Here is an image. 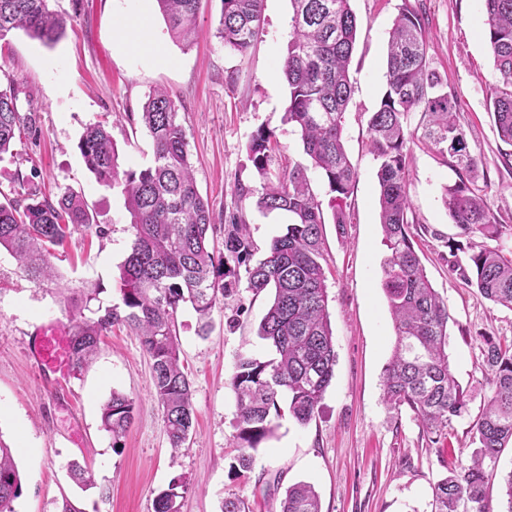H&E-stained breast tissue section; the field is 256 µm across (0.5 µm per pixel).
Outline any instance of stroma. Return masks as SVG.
<instances>
[{
	"mask_svg": "<svg viewBox=\"0 0 512 512\" xmlns=\"http://www.w3.org/2000/svg\"><path fill=\"white\" fill-rule=\"evenodd\" d=\"M51 4L69 19L54 47L21 31L0 40V73L20 83V110L36 115L33 128L0 155V190L9 191L19 176L26 188L51 198L72 188L106 233L74 235L52 259L56 281L41 286L0 251V442L18 451L16 512H57L65 496L84 512H154L155 496L175 483L179 512H221L228 496L242 499L249 512H279L286 489L300 481L315 487L322 512H432L434 486L447 476L449 464H468L475 448V425L491 395L485 341L512 342V309L486 300L452 269L483 244L512 254V148L500 140L489 113L497 75L481 34V0H351L360 29L344 138L358 178L343 203L344 234H337L333 222L323 227L334 376L319 413L305 425L280 419L254 451L247 472L234 466L237 408L229 380L240 356L271 354L257 335L271 293L257 295L239 284L214 308L205 336L197 331L193 310L179 309L176 332L196 422L191 440L177 452L152 397V362L133 332L113 328L94 362L61 383L39 370L30 347L38 326L68 323L66 296L96 288L103 304L119 299V267L133 238L130 215L120 188L96 181L77 144L87 126L103 122L123 168L151 165L153 144L141 112L153 90L168 92L179 108L197 189L212 205L215 243H222V226L238 210L250 226L255 256H263L284 232L287 215L262 212L254 199H239L237 190L261 187L247 154L258 128L272 132L279 164L305 159L297 132L284 118L288 86L279 71L291 29L290 0H265L263 32L244 54L225 49L218 36L220 0H202L196 37L187 47L171 38L155 6L141 0ZM405 8L420 14L431 64L458 97L467 149L478 161L475 183L502 226L488 240L453 224L443 193L457 175L446 157L413 144L409 232L448 307L449 361L468 395L466 411L440 439L410 409H394L382 397L396 336L382 289L387 249L368 119L385 87L388 33ZM126 19L139 20L172 64L153 65L121 47L117 29ZM115 392L135 402L133 423L117 445L101 422L102 406ZM74 463L91 473L89 485L71 481Z\"/></svg>",
	"mask_w": 512,
	"mask_h": 512,
	"instance_id": "stroma-1",
	"label": "stroma"
}]
</instances>
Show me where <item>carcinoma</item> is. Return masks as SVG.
Segmentation results:
<instances>
[{
    "instance_id": "1",
    "label": "carcinoma",
    "mask_w": 512,
    "mask_h": 512,
    "mask_svg": "<svg viewBox=\"0 0 512 512\" xmlns=\"http://www.w3.org/2000/svg\"><path fill=\"white\" fill-rule=\"evenodd\" d=\"M292 31L281 70L288 84L286 120L300 133L310 166L272 169V132L258 129L249 141L248 159L263 179L255 205L266 213H286V231L274 237L263 258L251 262L254 248L243 216L234 213L224 225V251L210 246L212 212L196 187L179 108L163 90L148 95L141 120L154 147L153 163L141 170L122 169L112 135L101 122L85 128L79 149L96 181L122 188L131 217L133 239L120 266V302L90 308L97 291L84 294L69 309L72 371L88 367L101 336L124 326L139 337L153 361L152 397L162 412L171 448L186 443L195 427L191 384L180 361L175 316L189 306L203 335L215 306L241 279L259 294L274 290L258 336L274 356L237 359L230 385L235 394L237 467L253 465L250 451L275 430L283 412L300 425L318 412L336 365L322 248V204L311 186L313 170L332 194L333 221L344 230L342 202L357 180L344 146V118L352 94L350 62L359 22L350 0H291ZM201 0H156L170 36L185 43L196 34ZM264 0H221L219 37L224 47L247 52L257 40ZM483 33L499 83L489 111L500 139L512 146V0H482ZM67 20L50 0H0V40L24 31L46 46L64 33ZM386 86L378 109L368 120L377 159L379 218L388 255L382 287L394 320L396 342L383 374V398L395 409L408 407L429 430L442 436L468 399L448 359V308L430 284L409 234L411 205L406 177L411 144L420 141L452 161L458 181L445 187L444 205L465 233L495 238L499 224L472 179L477 160L467 151L458 97L444 90L432 68L429 44L420 19L401 12L389 33ZM20 90L9 78L0 86V155L10 151L16 132L35 124L20 112ZM420 114L410 128L412 114ZM106 234L93 223L84 197L67 188L40 198L15 189L0 193V248L10 252L26 278L41 285L51 277V249L64 247L76 233ZM237 266H226V258ZM463 278L495 305L512 309V258L481 247ZM483 362L491 395L476 425L471 464L452 470L433 488L432 512H488L489 475L483 460L512 445V344L485 341ZM135 403L112 393L104 404L102 425L118 445L134 418ZM178 484L154 499V512H179ZM21 483L14 449L0 443V512H15ZM280 512H321L314 487L290 486Z\"/></svg>"
}]
</instances>
